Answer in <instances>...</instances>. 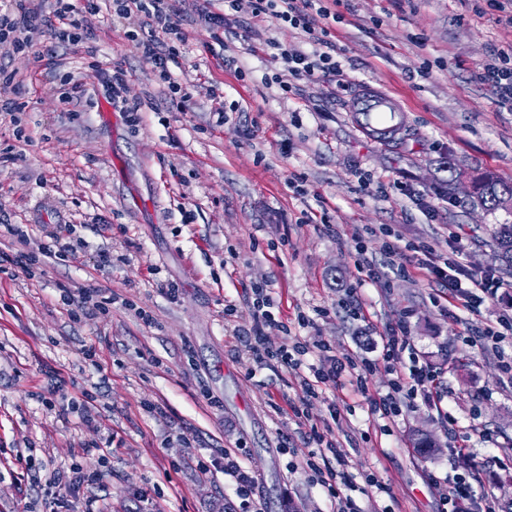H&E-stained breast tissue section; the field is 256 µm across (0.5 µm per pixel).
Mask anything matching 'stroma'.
<instances>
[{
	"mask_svg": "<svg viewBox=\"0 0 512 512\" xmlns=\"http://www.w3.org/2000/svg\"><path fill=\"white\" fill-rule=\"evenodd\" d=\"M194 4L177 5L188 39L170 66L190 92L184 103L125 39L138 21L113 19L112 0H102L87 45L56 47L49 64L23 54L5 60L28 92L19 114L25 139L0 121V225H29L35 242L54 232L84 245L33 273H0V512H51L52 496L29 469L40 462L104 470L102 484L71 497L69 512H81L87 497L102 498L106 512H237L233 479L220 471L199 479L195 458H223L239 442L262 512H326L324 494L306 478L308 450L291 410L301 395L297 374L276 364L248 374L237 353L233 331L250 326L258 281L278 305L266 330L271 344L312 336L336 356L365 357L362 323L334 311L357 285L373 330L412 310L410 342L442 370L452 436L423 406L381 434L355 381L323 388L317 426L331 430L356 484L376 473L395 512H436L427 477L450 472L460 436L466 467L511 505L512 384L501 383L494 352L459 341L462 325L432 303L426 276L365 283L352 236L396 224L405 238L444 251L457 224L472 240L469 267L512 281L492 246L496 228L512 224V206L481 207L467 190L476 172L512 183V107L479 78L512 30L486 0H340L329 27L353 90L390 91L407 112L406 132L382 146L349 120L348 94L328 98L306 83L285 97L267 85L278 66L264 44L299 46L303 35L268 15L243 42L209 31ZM95 62L125 71L123 100L96 76ZM214 85L222 101L210 97ZM129 103L141 106L138 123L126 117ZM359 169L384 181L407 176L415 192L439 201L435 220L403 194L380 200L364 191ZM296 174L307 179L305 195L291 188ZM104 251L112 255L106 266ZM167 281L177 283V300L161 293ZM92 290L110 298L107 311L72 319L61 292ZM140 308L154 324L137 316ZM88 348L95 362L85 361ZM211 395L220 407L210 406ZM150 403L164 415L149 413ZM334 405L343 420H332ZM484 428L498 447L480 442ZM418 429L437 442L429 455L413 449ZM107 441V464L84 450Z\"/></svg>",
	"mask_w": 512,
	"mask_h": 512,
	"instance_id": "stroma-1",
	"label": "stroma"
}]
</instances>
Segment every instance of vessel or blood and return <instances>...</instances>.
<instances>
[{
  "mask_svg": "<svg viewBox=\"0 0 512 512\" xmlns=\"http://www.w3.org/2000/svg\"><path fill=\"white\" fill-rule=\"evenodd\" d=\"M347 111L357 129L369 139L386 146L404 131L407 115L390 94L362 89L347 103Z\"/></svg>",
  "mask_w": 512,
  "mask_h": 512,
  "instance_id": "b4317fda",
  "label": "vessel or blood"
}]
</instances>
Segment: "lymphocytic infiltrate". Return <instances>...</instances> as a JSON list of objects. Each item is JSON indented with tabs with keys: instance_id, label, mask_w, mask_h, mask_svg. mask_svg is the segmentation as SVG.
<instances>
[{
	"instance_id": "obj_1",
	"label": "lymphocytic infiltrate",
	"mask_w": 512,
	"mask_h": 512,
	"mask_svg": "<svg viewBox=\"0 0 512 512\" xmlns=\"http://www.w3.org/2000/svg\"><path fill=\"white\" fill-rule=\"evenodd\" d=\"M42 2L0 0V54L23 53L43 59V52L37 50L33 40L34 33L46 28L53 43L74 45L82 39L85 18L99 12V0H84L85 17L75 19L71 16V0H55L58 24L51 27L43 14ZM211 2L203 0L199 10L209 30L232 26L245 41L249 38L252 21L271 15L305 34L306 45L302 48L275 39L266 44V55L283 64L282 72L271 78L283 92H292L298 81L315 79L326 83L328 95L348 90L349 84L334 56L336 44L330 38V30L316 24L317 19L331 17L330 0H224L225 9L221 12L212 11ZM112 11L122 19L138 12L150 18L147 33L130 30L126 37L142 54L154 59L158 77L167 83L172 98L188 99L186 87L173 80L168 67L176 55L175 41L185 38L170 0H112ZM5 231L15 239L18 248L12 255L1 254L0 262L23 270L42 264L47 258H62L66 250L56 235L34 250L22 225H6ZM369 237L382 244L379 260L373 261L366 256L365 240ZM448 240L450 251L446 254L426 245L408 244L401 230L393 224L377 225L369 229L367 236L354 238L355 251L367 268L372 284L382 286L388 284L390 277L407 276L414 271L425 274L431 285L439 288L440 299L466 314L469 344L492 347L500 355L503 374L512 380V356H506L503 348L504 343L512 341V312L489 320L482 315L483 305L497 298L505 283L490 270L478 275L469 273L464 264L469 239L452 232ZM252 292V325L240 333L248 363L267 365L274 362L286 368L299 367V356L306 353V344L297 342L290 347H271L266 340L265 328L275 321L274 303L261 286H254ZM412 316V311H405L394 325L386 328L380 336L382 348L376 358L357 364L347 358L332 357L327 364L314 369L311 377L302 381L306 398L317 397L319 386L339 387L344 377L370 372L381 364L393 375L389 391L373 402L382 417L390 420L400 417L409 400L417 399L426 406L439 407V374L420 360L409 343ZM310 480L321 487L330 504V512H360L351 495L356 487L345 470L344 459H337L333 464L312 465ZM429 485L440 504L439 512H497L495 501L474 487L468 473L457 472L444 478L433 476Z\"/></svg>"
}]
</instances>
